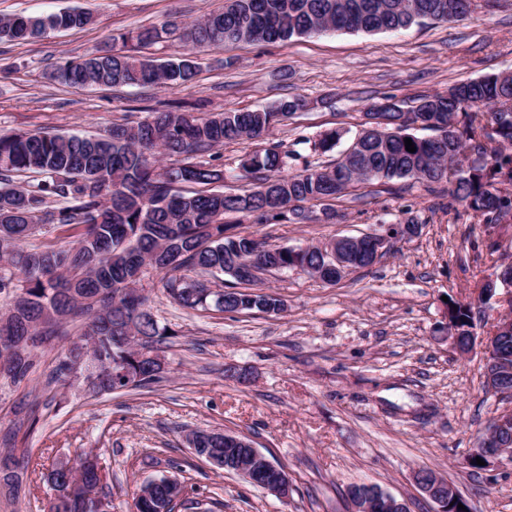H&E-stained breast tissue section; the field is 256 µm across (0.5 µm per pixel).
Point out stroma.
Masks as SVG:
<instances>
[{
  "label": "stroma",
  "instance_id": "obj_1",
  "mask_svg": "<svg viewBox=\"0 0 512 512\" xmlns=\"http://www.w3.org/2000/svg\"><path fill=\"white\" fill-rule=\"evenodd\" d=\"M474 3L463 20L396 32L212 45L196 52L191 85L106 89L49 74L63 60L120 44L139 27L202 19L224 0H0V15L80 9L93 16L85 28L31 44L0 43V132L95 135L168 102L221 112L305 97L306 107L268 140L209 154L227 174L225 191L237 192L251 186L238 175L241 157L263 143L291 153L288 171L316 166L348 147L369 102L388 98L407 109L418 95L512 72V0ZM330 129L342 138L325 153L317 142ZM334 206L332 224H253L238 214L224 220L294 247L370 232L409 213L421 231L334 285L297 270L264 274V291L286 304L278 314L187 310L168 296L161 274L149 271L141 286L158 325L172 335L157 348L165 361L161 379L147 387L94 395L55 381L60 359L80 337L77 323L38 350L23 381L0 378V451L29 453L21 491L0 497V512H42L53 464L89 451L107 474L112 512H131L138 487L164 475L185 490L187 504L175 512H194L196 501L208 512H351L353 484L378 486L408 512H434L413 482L422 469L453 485L470 512H512V463L477 471L461 463L502 401L482 386L480 355H458L443 329L446 302L467 301L491 273L490 244L512 240V220L489 227L450 205L447 193L405 180L359 186ZM228 369L246 373L247 382L225 380ZM23 400L38 407L34 422L18 429L14 407ZM194 429L249 440L287 470L288 500L195 455L185 442Z\"/></svg>",
  "mask_w": 512,
  "mask_h": 512
}]
</instances>
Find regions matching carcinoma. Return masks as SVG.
<instances>
[{
    "label": "carcinoma",
    "instance_id": "carcinoma-1",
    "mask_svg": "<svg viewBox=\"0 0 512 512\" xmlns=\"http://www.w3.org/2000/svg\"><path fill=\"white\" fill-rule=\"evenodd\" d=\"M471 0H225L224 9L181 28L185 50L158 61L140 54L156 43L155 27H141L112 48L57 68L69 85L100 87L165 85L179 88L194 82L197 62L186 47L272 44L293 37L330 31L376 33L396 31L427 19L457 22L470 13ZM92 23L85 11L44 16H0V40L33 42L49 31L83 29ZM305 107L301 97L280 99L275 107L187 112L180 105L149 110L135 124L114 123L97 135L45 132L0 133V300L14 325L0 327L1 336H22L33 329L44 344L63 335L69 323L93 329L97 351L107 361L125 359L116 332L140 308L141 336L160 342L161 332L148 309V298L118 296L115 284L138 281L143 264L167 276L170 298L186 309L213 302L221 312L275 310L281 299L258 288L260 277L240 273V264L264 245L255 235L231 232L227 213L253 223L312 219L310 206L334 200L358 183L411 180L435 191L453 186L451 199L485 224L512 215V77L491 74L455 84L448 94L422 95L403 110L392 103L374 113L387 123L369 131L353 152L333 165L284 173L288 155L275 147L255 150L240 159L242 176L255 186L240 193L219 190L224 169L199 157L226 143L254 140L272 133ZM497 128L491 133L485 115ZM418 130L432 135L420 137ZM416 151L406 150L404 139ZM179 157L159 168L156 154ZM459 170L448 180L444 171ZM39 224L81 226L84 232L70 247L27 250L23 242ZM278 271L321 263L323 279H343L336 264L312 246L304 251L277 246L264 254ZM192 273L232 278L220 293L190 277ZM33 353L14 355L4 375L24 380ZM224 456V437L214 435L195 450ZM0 495L14 498L23 484L22 462L12 451L0 456ZM53 494L47 512H90L88 503L69 493L63 475L49 474ZM137 512H173L175 501L166 478H159L152 497L135 502Z\"/></svg>",
    "mask_w": 512,
    "mask_h": 512
}]
</instances>
